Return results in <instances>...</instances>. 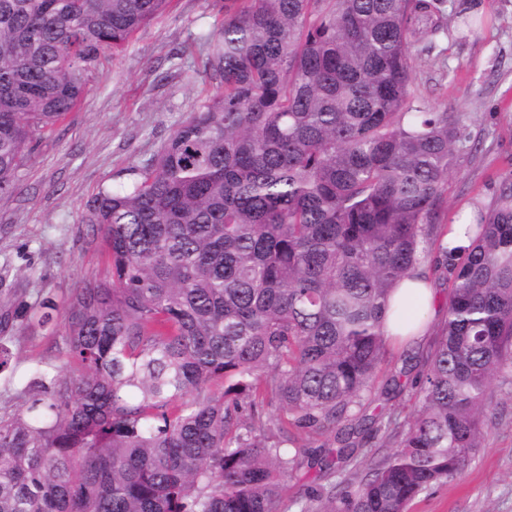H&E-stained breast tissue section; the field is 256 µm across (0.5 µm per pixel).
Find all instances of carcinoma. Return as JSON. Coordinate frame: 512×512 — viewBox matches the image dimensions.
<instances>
[{
  "instance_id": "carcinoma-1",
  "label": "carcinoma",
  "mask_w": 512,
  "mask_h": 512,
  "mask_svg": "<svg viewBox=\"0 0 512 512\" xmlns=\"http://www.w3.org/2000/svg\"><path fill=\"white\" fill-rule=\"evenodd\" d=\"M171 2L0 0V195ZM438 2L224 0L214 92L87 204L107 273L0 414V512H280L290 481L298 512H408L462 473L512 389V173L449 247L468 125L410 90ZM429 273L450 290L430 351L379 384L391 291ZM415 369V412L368 413Z\"/></svg>"
}]
</instances>
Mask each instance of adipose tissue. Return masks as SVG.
Listing matches in <instances>:
<instances>
[{"label": "adipose tissue", "mask_w": 512, "mask_h": 512, "mask_svg": "<svg viewBox=\"0 0 512 512\" xmlns=\"http://www.w3.org/2000/svg\"><path fill=\"white\" fill-rule=\"evenodd\" d=\"M437 315L436 292L432 282L420 277L405 281L393 295V307L385 333L393 343H403L408 336L425 335Z\"/></svg>", "instance_id": "adipose-tissue-1"}]
</instances>
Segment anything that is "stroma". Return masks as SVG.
<instances>
[{"label": "stroma", "mask_w": 512, "mask_h": 512, "mask_svg": "<svg viewBox=\"0 0 512 512\" xmlns=\"http://www.w3.org/2000/svg\"><path fill=\"white\" fill-rule=\"evenodd\" d=\"M224 0H171L124 49L87 78L80 104L27 157L13 193L0 195V296L43 301L65 311L85 278L103 275L107 257L89 246L82 217L100 188L161 148L213 87L199 74L198 40L224 17ZM451 22L475 19L466 39L418 58L411 92L422 105L469 113L472 148L448 176V212L491 203L512 173V0H445ZM61 326L14 320L0 332L12 354L0 372V411L16 409L32 369L62 340ZM489 440L460 476L422 493L410 512H512V392L490 413Z\"/></svg>", "instance_id": "35a3bbf8"}]
</instances>
